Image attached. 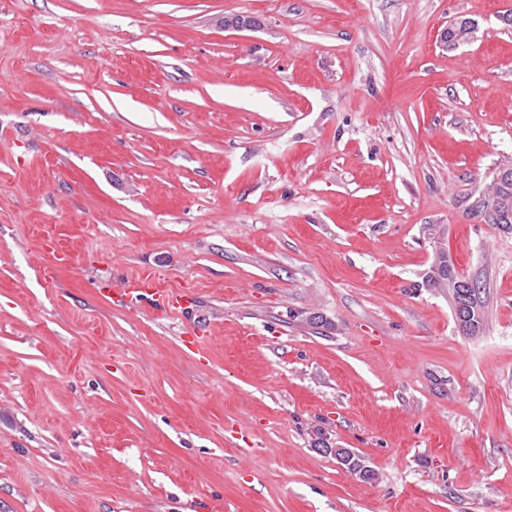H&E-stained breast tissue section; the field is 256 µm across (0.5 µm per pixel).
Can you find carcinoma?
<instances>
[{
    "mask_svg": "<svg viewBox=\"0 0 512 512\" xmlns=\"http://www.w3.org/2000/svg\"><path fill=\"white\" fill-rule=\"evenodd\" d=\"M473 215L482 218L485 223L495 225L501 232L512 234V177L501 183L496 182L491 193L483 195L476 207L470 208ZM431 281L437 288L449 291L453 317L458 329L473 335L483 324V288H472V279L461 275L452 259L440 254L432 270ZM348 472L365 482L375 480V472L361 457L349 461H339Z\"/></svg>",
    "mask_w": 512,
    "mask_h": 512,
    "instance_id": "cac0c4a2",
    "label": "carcinoma"
}]
</instances>
